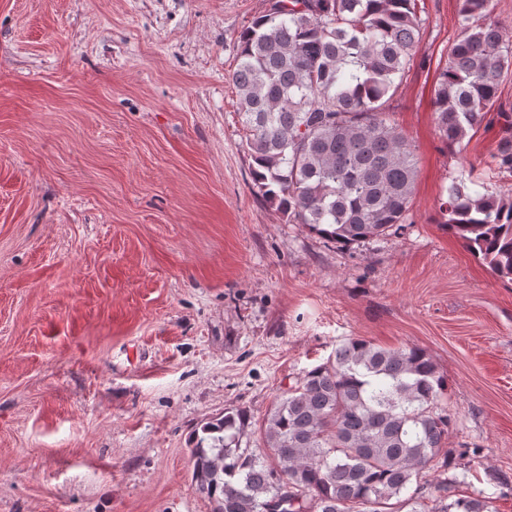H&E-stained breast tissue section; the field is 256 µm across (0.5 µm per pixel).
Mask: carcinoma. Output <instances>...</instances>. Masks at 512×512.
Listing matches in <instances>:
<instances>
[{
  "instance_id": "1",
  "label": "carcinoma",
  "mask_w": 512,
  "mask_h": 512,
  "mask_svg": "<svg viewBox=\"0 0 512 512\" xmlns=\"http://www.w3.org/2000/svg\"><path fill=\"white\" fill-rule=\"evenodd\" d=\"M284 2L288 11L277 10ZM491 14L492 0H459L460 34L433 91L450 148L487 119L512 70V34ZM425 24L416 0H269L239 34L230 80L253 186L287 223L342 246L404 229L417 158L387 105ZM496 120L503 136L491 166L512 176V114ZM472 184L451 179L439 223L511 283L512 186ZM447 390L425 350L350 338L276 398L262 445L243 443L242 409L195 430L192 479L212 512H497L502 487L458 497L456 474L429 493L421 484L426 470L479 453L443 451L455 417Z\"/></svg>"
}]
</instances>
